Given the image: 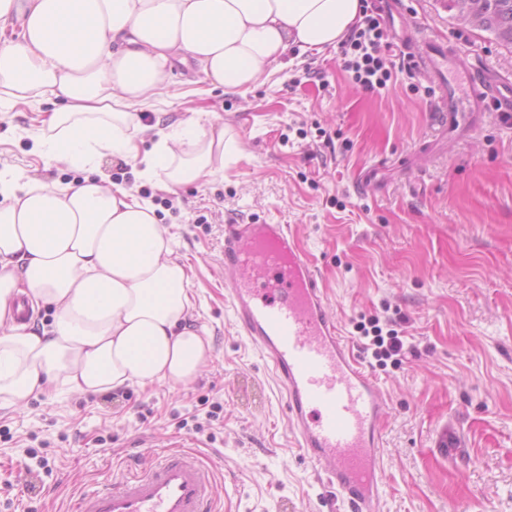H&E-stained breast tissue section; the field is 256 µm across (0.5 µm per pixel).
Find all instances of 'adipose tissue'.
<instances>
[{
    "label": "adipose tissue",
    "instance_id": "1",
    "mask_svg": "<svg viewBox=\"0 0 512 512\" xmlns=\"http://www.w3.org/2000/svg\"><path fill=\"white\" fill-rule=\"evenodd\" d=\"M361 17V0H0V112L58 100L34 150L77 174L0 173V406L200 374L211 343L192 322V269L152 202L99 164L130 161L166 191L223 176L243 154L229 129L206 112L143 122L147 98L179 65L246 95ZM23 295L51 320L20 319Z\"/></svg>",
    "mask_w": 512,
    "mask_h": 512
}]
</instances>
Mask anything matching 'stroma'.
I'll list each match as a JSON object with an SVG mask.
<instances>
[{
	"instance_id": "35a3bbf8",
	"label": "stroma",
	"mask_w": 512,
	"mask_h": 512,
	"mask_svg": "<svg viewBox=\"0 0 512 512\" xmlns=\"http://www.w3.org/2000/svg\"><path fill=\"white\" fill-rule=\"evenodd\" d=\"M395 29L419 23L482 68L512 74V48L458 21L442 0H403ZM339 49L308 54L245 97L151 98L169 121L208 112L243 158L223 177L168 193L107 158L108 179L138 185L192 269L194 323L212 358L192 382L97 396L61 392L0 406V512H72L161 448L198 454L219 478L221 512H348L296 447L286 399L235 324L224 283V226L288 224L313 256L326 303L371 369L387 407L382 512H512V125L490 112L461 138L433 119V78L398 74L365 92ZM52 104L0 114V168L43 181L74 172L32 150ZM333 148L316 149L319 130ZM397 319L400 363L379 366L354 326ZM451 433L455 452L438 441Z\"/></svg>"
}]
</instances>
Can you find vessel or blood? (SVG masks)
I'll list each match as a JSON object with an SVG mask.
<instances>
[{
    "label": "vessel or blood",
    "mask_w": 512,
    "mask_h": 512,
    "mask_svg": "<svg viewBox=\"0 0 512 512\" xmlns=\"http://www.w3.org/2000/svg\"><path fill=\"white\" fill-rule=\"evenodd\" d=\"M413 60L437 78L439 128L474 129L488 112L512 117V76L478 71L469 55L434 36L414 44ZM457 75L467 93H459ZM224 282L237 325L286 394L298 448L349 512H379L386 400L327 311L315 264L290 226L225 225ZM216 484L195 453L171 449L80 494L74 512H217Z\"/></svg>",
    "instance_id": "obj_1"
}]
</instances>
